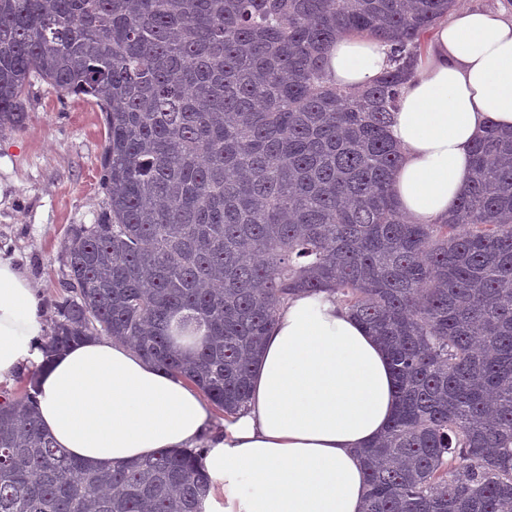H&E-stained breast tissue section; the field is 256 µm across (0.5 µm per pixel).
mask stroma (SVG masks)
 <instances>
[{
    "instance_id": "1",
    "label": "stroma",
    "mask_w": 512,
    "mask_h": 512,
    "mask_svg": "<svg viewBox=\"0 0 512 512\" xmlns=\"http://www.w3.org/2000/svg\"><path fill=\"white\" fill-rule=\"evenodd\" d=\"M25 112L21 128L0 130V255L26 272L49 320L65 293L70 225L96 223L107 208L99 163L106 129L91 98L40 80Z\"/></svg>"
}]
</instances>
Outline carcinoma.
<instances>
[{
  "label": "carcinoma",
  "mask_w": 512,
  "mask_h": 512,
  "mask_svg": "<svg viewBox=\"0 0 512 512\" xmlns=\"http://www.w3.org/2000/svg\"><path fill=\"white\" fill-rule=\"evenodd\" d=\"M457 0H0V129L40 79L104 114L108 208L69 228L45 360L132 344L219 412L250 396L288 297L330 291L386 345L399 410L361 449L365 512H512V133L489 126L463 194L411 224L388 135L422 40ZM390 67L336 86L340 37ZM0 404V512H206L205 446L94 469Z\"/></svg>",
  "instance_id": "1"
}]
</instances>
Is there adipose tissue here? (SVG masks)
<instances>
[{
  "instance_id": "ef3b65f1",
  "label": "adipose tissue",
  "mask_w": 512,
  "mask_h": 512,
  "mask_svg": "<svg viewBox=\"0 0 512 512\" xmlns=\"http://www.w3.org/2000/svg\"><path fill=\"white\" fill-rule=\"evenodd\" d=\"M402 88L389 135L401 150L392 193L413 224L447 215L488 125L512 129V17L463 8L437 23ZM389 44L345 37L328 53L336 85L358 87L388 65ZM42 300L0 257V382L40 363L37 411L57 447L91 468L162 448L206 446L223 512H363L360 450L398 410L383 344L321 292L283 305L263 340L250 401L215 428L209 405L130 345L101 337L44 362Z\"/></svg>"
}]
</instances>
